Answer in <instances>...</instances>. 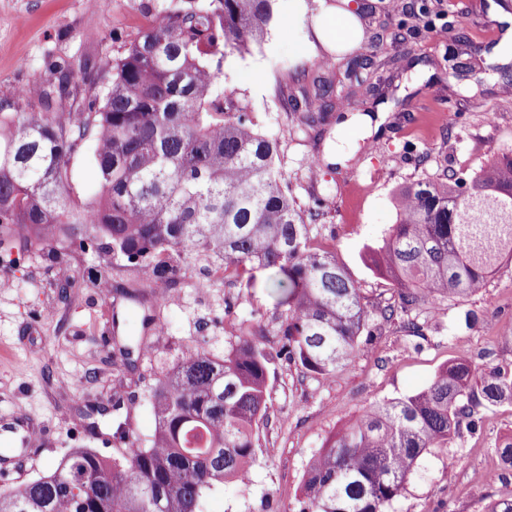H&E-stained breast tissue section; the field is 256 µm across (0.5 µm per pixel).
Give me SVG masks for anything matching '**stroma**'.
<instances>
[{
  "label": "stroma",
  "instance_id": "obj_1",
  "mask_svg": "<svg viewBox=\"0 0 512 512\" xmlns=\"http://www.w3.org/2000/svg\"><path fill=\"white\" fill-rule=\"evenodd\" d=\"M333 0H304L288 12L276 0L264 40L224 63L225 91L267 135L278 139L280 171L303 208L314 211L315 230L363 290L369 306L393 302L390 283L362 258L396 221L394 192L427 175L471 173L512 151V51L501 49L498 12L512 0H363L357 22L363 33L351 49L331 53L316 27ZM172 0H0V104L16 89L56 83L54 63L69 62L74 103L104 93L100 65L119 57ZM377 54L401 61L385 67L348 68L351 57ZM335 56L334 66L322 60ZM328 81L331 101L381 116L377 132L359 140L346 164L326 157L341 112L329 110L307 127L306 109H293L300 84ZM12 287L0 288V416L23 412L44 433L13 474L0 484L37 476L72 448L111 454V415L84 417L85 405L121 396L130 437L149 445L156 417L148 390L190 348L204 344L223 355L238 328L225 322L224 302L236 301L239 318L263 320L273 331L275 301L261 283L227 288L197 285L143 287L140 277L107 256L66 252L55 262L29 255L12 270ZM77 280L61 300V278ZM143 289L155 297L162 334H144L135 302L103 295L100 280ZM423 337L397 325L381 328L363 352L333 377L302 376L280 360L269 385L272 407L259 430L256 460L244 484L226 482L206 500L205 512H295L307 463L324 439L370 405L426 387L457 353L475 364H512V259L503 258L483 291L426 310ZM140 347L123 374L112 366L117 339ZM479 432L454 438L419 460L405 492L389 512H482L512 495V469L499 481L482 480L497 457L494 443L512 433V407L482 410Z\"/></svg>",
  "mask_w": 512,
  "mask_h": 512
}]
</instances>
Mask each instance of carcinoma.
Wrapping results in <instances>:
<instances>
[{"mask_svg":"<svg viewBox=\"0 0 512 512\" xmlns=\"http://www.w3.org/2000/svg\"><path fill=\"white\" fill-rule=\"evenodd\" d=\"M274 2L175 0L104 62L103 98L52 111L73 96L59 65L58 84L29 83L0 106V242L46 256L61 244L108 253L166 288L199 258L224 270L227 288H250L263 270L281 336L269 346L254 320L222 358L196 347L151 388L149 446L120 423L118 454L72 448L0 490V512H205L207 497L256 461L275 360L331 377L373 341L371 315L422 337V310L480 293L512 257L511 153L474 175L425 176L396 192V222L369 253L397 295L369 311L279 180V143L220 84L228 55L263 40ZM87 143L100 193L78 204L70 160ZM504 404L512 367L458 355L425 388L332 435L308 463L297 512H388L424 453L476 433L479 407ZM494 451L511 467L512 434Z\"/></svg>","mask_w":512,"mask_h":512,"instance_id":"carcinoma-1","label":"carcinoma"}]
</instances>
